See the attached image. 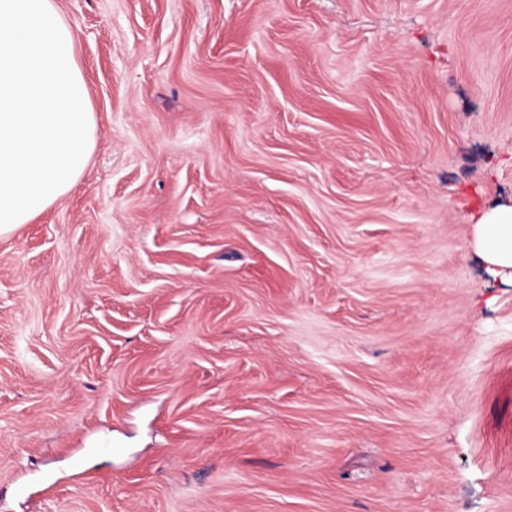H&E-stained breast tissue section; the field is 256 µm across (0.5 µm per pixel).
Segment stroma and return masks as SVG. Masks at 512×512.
<instances>
[{"mask_svg":"<svg viewBox=\"0 0 512 512\" xmlns=\"http://www.w3.org/2000/svg\"><path fill=\"white\" fill-rule=\"evenodd\" d=\"M98 120L0 236V512H512V0H59ZM476 224L475 251L492 275L512 269V201L482 209Z\"/></svg>","mask_w":512,"mask_h":512,"instance_id":"1","label":"stroma"}]
</instances>
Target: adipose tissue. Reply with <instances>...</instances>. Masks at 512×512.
Returning a JSON list of instances; mask_svg holds the SVG:
<instances>
[{
	"mask_svg": "<svg viewBox=\"0 0 512 512\" xmlns=\"http://www.w3.org/2000/svg\"><path fill=\"white\" fill-rule=\"evenodd\" d=\"M98 126L59 0H0V235L42 216L82 177ZM475 251L512 270V201L482 209Z\"/></svg>",
	"mask_w": 512,
	"mask_h": 512,
	"instance_id": "1",
	"label": "adipose tissue"
}]
</instances>
